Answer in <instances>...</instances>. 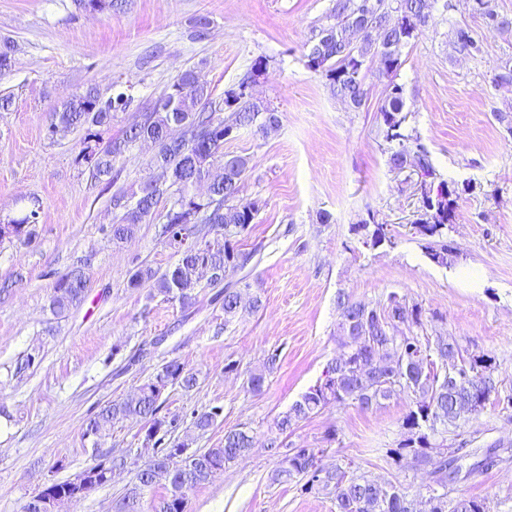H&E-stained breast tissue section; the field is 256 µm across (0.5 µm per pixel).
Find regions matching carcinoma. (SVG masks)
I'll return each mask as SVG.
<instances>
[{
	"instance_id": "cac0c4a2",
	"label": "carcinoma",
	"mask_w": 512,
	"mask_h": 512,
	"mask_svg": "<svg viewBox=\"0 0 512 512\" xmlns=\"http://www.w3.org/2000/svg\"><path fill=\"white\" fill-rule=\"evenodd\" d=\"M437 0H333L327 15L328 23L315 28L308 37L304 53L306 66L320 74L330 93L343 102L365 105L369 88L366 83L365 60L378 59L377 76L388 79L385 94L378 107L384 140L390 145L388 163L401 169L406 162L417 166L438 183L447 180L438 177L429 151L421 137L407 127L408 110L404 87L393 81L402 65V51L409 42L429 29ZM486 27L491 31L512 30V17L500 14L492 0H473ZM370 15L371 28L364 42H348L351 22L362 14ZM449 42L463 56L476 57L482 53V44L471 30L455 25L450 30ZM15 44L0 42V79L13 66ZM266 71L267 62L257 58L244 77L224 90V115L213 107L211 90L198 72H182L161 97L145 120L130 126L123 138L102 141L91 128H108L114 112L124 110L130 99L118 94L103 99L90 88L82 94L62 101L52 112L49 135L54 130L67 131L84 128L87 131L79 156L87 163L92 176L101 178L112 173L116 158L130 146L149 140L155 153L150 167L160 175L142 182L139 193L112 196L113 208L122 211L119 223L112 225L110 239L119 244L132 238L138 229L156 212L162 203L168 204L163 233L171 237L175 226L194 225L198 246L179 253L177 264L163 273L148 266L135 270L129 287L139 288L146 283L164 297L177 300L183 306L194 300L200 287L199 269L208 267L220 273L249 265L255 252L241 251L234 245L236 238L247 233L256 211L241 208L238 195L250 157L224 153L225 134L241 128H256L263 133L272 123L280 122L278 110L270 102L253 103L244 96V90L254 80L257 71ZM203 138L190 142L194 130ZM205 182L210 200L202 204L194 195V186ZM459 189L448 187L446 196L419 199L414 234L425 241L428 258L437 265L448 267L456 254L448 245V223L456 220ZM37 211L30 210L11 223L18 226V236L29 241L34 236ZM224 229V240L207 238L203 227ZM352 231L386 238L395 243L396 237L386 224H356ZM87 288V279L81 271L62 275L54 285L51 300L53 313L63 314L79 304ZM336 303L340 310L339 333L350 328L360 331L363 342L348 352V363L340 366L331 362V373L325 393L310 390L295 401L276 421L278 434H286L294 426L336 404H354L362 410L403 393L412 396V403L402 421L403 439L390 450L395 465L405 468L437 463L447 470V481L458 479L460 449L448 457V434L456 431L461 422L478 415L484 403L497 393L494 373L496 363L486 354L464 358L457 340L439 336L432 343L413 334L423 326L422 309L397 293L388 296L383 311H370L367 304L351 299L340 292ZM224 320L230 321L240 311L238 289L224 288ZM429 352L432 368L425 371L411 358L413 348ZM270 359L260 370L249 372L247 383L254 392L262 391L266 374L274 368ZM191 390L198 384L196 373L177 361H170L146 383L138 388L134 398L111 401L90 418L83 432L93 445L111 430L112 425L128 420H140L147 426V435H168L177 427L176 420L159 416L160 399L170 385ZM219 416L214 407L196 416L192 427L205 432L213 427ZM192 444L190 436L175 437L169 445L159 449L139 469L136 482L116 501L114 512H140L145 489L163 480L167 493L154 505L153 512H186L187 493L212 481L224 471V465L248 455L253 448V436L243 429L224 433V445L218 448L195 450L189 459L178 457L179 449ZM321 453L319 448H291L281 460L277 476L287 480L307 478V483L329 491L335 512H416L414 500L408 498L399 482H373L341 466L326 470L320 482L310 474V468ZM124 462L105 457L75 477L54 484L59 498L58 507L77 502L90 492L107 485L112 471ZM428 498L436 500L433 512H490L487 503L475 497L449 496L448 486L429 488Z\"/></svg>"
}]
</instances>
